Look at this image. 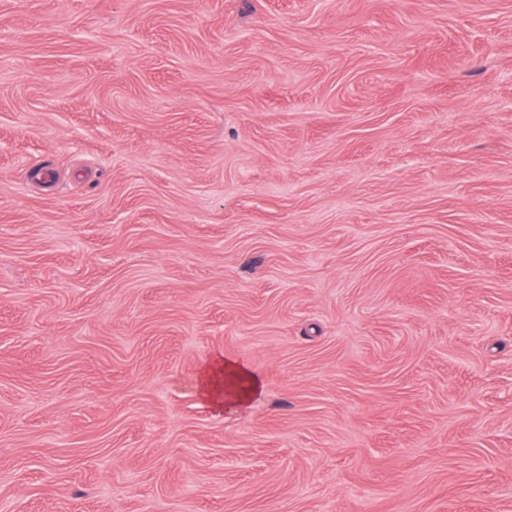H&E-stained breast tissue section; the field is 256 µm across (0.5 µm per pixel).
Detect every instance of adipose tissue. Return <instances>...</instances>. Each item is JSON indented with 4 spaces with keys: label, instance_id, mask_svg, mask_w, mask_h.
<instances>
[{
    "label": "adipose tissue",
    "instance_id": "adipose-tissue-1",
    "mask_svg": "<svg viewBox=\"0 0 512 512\" xmlns=\"http://www.w3.org/2000/svg\"><path fill=\"white\" fill-rule=\"evenodd\" d=\"M234 389L235 404L242 405L257 396L262 384L260 379L250 371L243 362L228 358H215L212 364L201 374L198 388L201 394L216 408L225 407L227 401L223 397L222 386Z\"/></svg>",
    "mask_w": 512,
    "mask_h": 512
}]
</instances>
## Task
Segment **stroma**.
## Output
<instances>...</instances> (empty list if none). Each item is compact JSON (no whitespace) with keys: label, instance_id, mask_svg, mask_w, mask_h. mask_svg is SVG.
<instances>
[{"label":"stroma","instance_id":"stroma-1","mask_svg":"<svg viewBox=\"0 0 512 512\" xmlns=\"http://www.w3.org/2000/svg\"><path fill=\"white\" fill-rule=\"evenodd\" d=\"M0 512H512V0H0ZM234 389V403L242 405L257 396L262 389L260 379L248 366L238 360L216 357L201 374L198 388L216 408H224L227 400L222 396L223 385Z\"/></svg>","mask_w":512,"mask_h":512}]
</instances>
